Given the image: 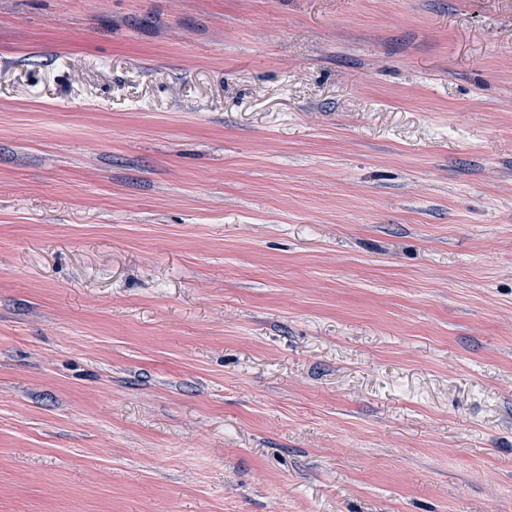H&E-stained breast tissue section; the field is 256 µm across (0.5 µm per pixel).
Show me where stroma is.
<instances>
[{
	"instance_id": "35a3bbf8",
	"label": "stroma",
	"mask_w": 512,
	"mask_h": 512,
	"mask_svg": "<svg viewBox=\"0 0 512 512\" xmlns=\"http://www.w3.org/2000/svg\"><path fill=\"white\" fill-rule=\"evenodd\" d=\"M0 512H512V0H0Z\"/></svg>"
}]
</instances>
